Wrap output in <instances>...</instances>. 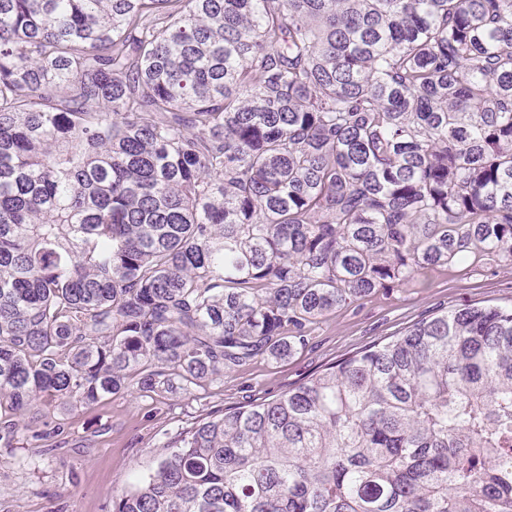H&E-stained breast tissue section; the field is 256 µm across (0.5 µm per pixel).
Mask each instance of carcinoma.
<instances>
[{"label":"carcinoma","instance_id":"1","mask_svg":"<svg viewBox=\"0 0 512 512\" xmlns=\"http://www.w3.org/2000/svg\"><path fill=\"white\" fill-rule=\"evenodd\" d=\"M512 261V0H0V447ZM112 512H512V309L176 432Z\"/></svg>","mask_w":512,"mask_h":512}]
</instances>
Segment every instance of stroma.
Returning a JSON list of instances; mask_svg holds the SVG:
<instances>
[{"mask_svg":"<svg viewBox=\"0 0 512 512\" xmlns=\"http://www.w3.org/2000/svg\"><path fill=\"white\" fill-rule=\"evenodd\" d=\"M465 306L511 307L512 262L492 257L472 270H423L310 324L305 346L287 360L256 358L189 393L132 390L70 411L38 407L24 416L31 430L58 424L64 432L51 453L25 439L0 447V512H111L113 494L155 466L169 435L214 410L279 395L367 345L388 342L421 318Z\"/></svg>","mask_w":512,"mask_h":512,"instance_id":"35a3bbf8","label":"stroma"}]
</instances>
